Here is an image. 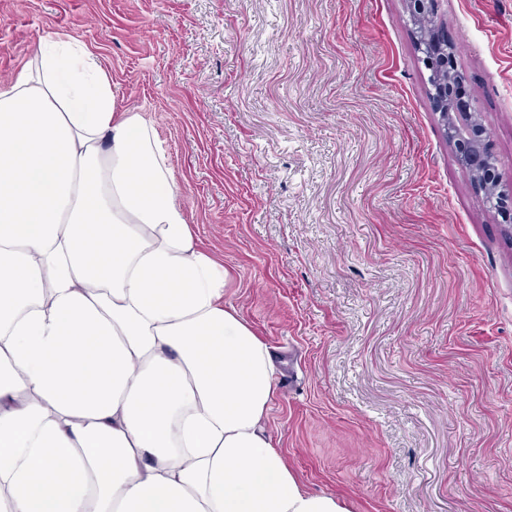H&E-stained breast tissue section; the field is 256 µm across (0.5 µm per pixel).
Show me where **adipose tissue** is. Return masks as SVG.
Wrapping results in <instances>:
<instances>
[{
  "label": "adipose tissue",
  "mask_w": 512,
  "mask_h": 512,
  "mask_svg": "<svg viewBox=\"0 0 512 512\" xmlns=\"http://www.w3.org/2000/svg\"><path fill=\"white\" fill-rule=\"evenodd\" d=\"M229 278L101 57L43 38L0 81V512H347L268 433Z\"/></svg>",
  "instance_id": "adipose-tissue-1"
}]
</instances>
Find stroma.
<instances>
[{"mask_svg": "<svg viewBox=\"0 0 512 512\" xmlns=\"http://www.w3.org/2000/svg\"><path fill=\"white\" fill-rule=\"evenodd\" d=\"M512 188V0H439ZM85 42L152 123L267 429L348 512H512V235L458 164L404 0H0V79Z\"/></svg>", "mask_w": 512, "mask_h": 512, "instance_id": "stroma-1", "label": "stroma"}]
</instances>
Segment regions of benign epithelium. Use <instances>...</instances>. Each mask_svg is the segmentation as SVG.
<instances>
[{
	"mask_svg": "<svg viewBox=\"0 0 512 512\" xmlns=\"http://www.w3.org/2000/svg\"><path fill=\"white\" fill-rule=\"evenodd\" d=\"M405 3L407 13L415 20L421 16L432 17L438 0H405ZM422 62L426 69L439 70L445 75L433 85L432 99L459 164L477 180L501 223L512 232V190L499 188L491 135L469 109L458 106L455 98L458 74L454 46L448 45L440 55L424 56Z\"/></svg>",
	"mask_w": 512,
	"mask_h": 512,
	"instance_id": "benign-epithelium-1",
	"label": "benign epithelium"
}]
</instances>
